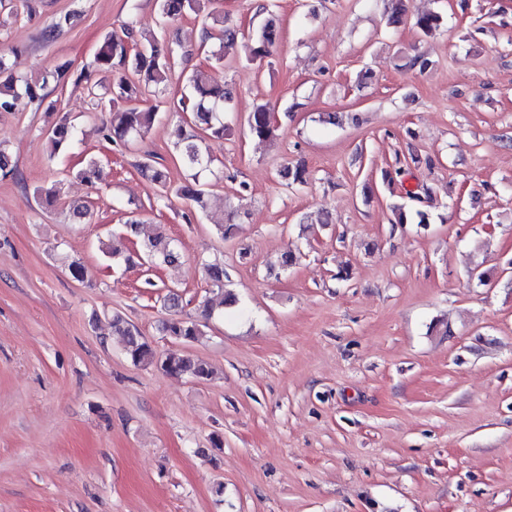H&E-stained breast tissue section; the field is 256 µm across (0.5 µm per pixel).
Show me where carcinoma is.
<instances>
[{
  "label": "carcinoma",
  "mask_w": 512,
  "mask_h": 512,
  "mask_svg": "<svg viewBox=\"0 0 512 512\" xmlns=\"http://www.w3.org/2000/svg\"><path fill=\"white\" fill-rule=\"evenodd\" d=\"M160 15L164 25L180 18L197 15L201 10V0H158ZM414 27L424 36H429L440 28L443 18L440 14L429 12L413 17ZM211 31L204 30L202 42L215 38ZM220 47L208 55V60L221 63L236 47H241L246 60L258 67L268 58L279 39V26L274 14H268L264 23L257 29L242 30L226 26L221 30ZM185 53L180 45L169 38L167 32L143 43L134 39V24L129 21L123 26L122 33L108 34L95 54L92 66L99 72L117 74L116 81L107 88L110 95L109 118L102 121L101 132L108 143H125L150 132L157 117V107H142L139 99L147 94L164 96L168 93L172 73L181 64ZM67 71L54 69L43 74L38 80H32L22 74H12L0 84V112L13 110L16 101L25 97L32 102L42 103L46 97L45 89L49 84L65 83ZM186 92L170 100L172 111L180 114L179 124L170 131L174 144L180 150L184 167L192 171V181L181 185L170 182L168 171L156 165L151 159L138 164L142 175L154 185L160 187L165 196H175L194 202L200 209L207 208L205 190L199 182V175L208 167L210 160L205 157L198 137L188 134L185 125L192 124L202 131L205 138H224L228 125L224 122L226 104L232 100V92L225 86L214 85L202 67H196L183 75ZM248 132L255 139L266 141L276 136L278 122L272 117L265 105L258 106L248 117ZM74 127L62 120L48 134L51 145L50 154L68 150L75 142ZM101 160L95 156L84 159V166L77 175L93 185L99 179ZM279 176L290 184L306 182V168L302 164L285 166ZM58 183L49 188H38L34 195L48 207L54 205L60 196ZM394 223L406 224L412 219L420 224L429 223L428 213L422 209L410 211L402 204L392 206ZM141 259L151 268L172 265L179 260V252L174 240L165 229L160 227L155 234L142 245ZM213 296L200 302L202 320H186L178 316L164 323L168 335L184 343H194L203 335L202 321L209 320L215 310L232 301L224 294V279L227 278L224 264L215 262L205 265ZM112 329L115 335L123 337L127 356L135 364L152 365L157 369L175 374H187L197 380L211 378L209 367L188 356L165 355L158 353L137 329L119 314L112 317Z\"/></svg>",
  "instance_id": "carcinoma-1"
}]
</instances>
